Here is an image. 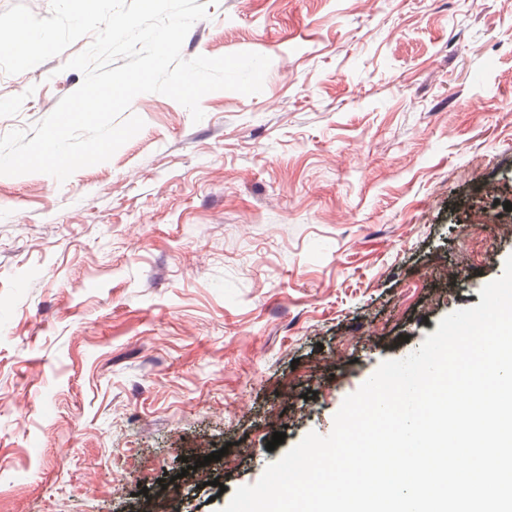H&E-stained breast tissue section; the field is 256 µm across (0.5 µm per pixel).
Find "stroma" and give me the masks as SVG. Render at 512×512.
<instances>
[{
	"label": "stroma",
	"instance_id": "1",
	"mask_svg": "<svg viewBox=\"0 0 512 512\" xmlns=\"http://www.w3.org/2000/svg\"><path fill=\"white\" fill-rule=\"evenodd\" d=\"M90 42L0 73V136ZM244 51L260 93L141 94L109 161L0 176V512H222L502 274L512 0H218L182 56Z\"/></svg>",
	"mask_w": 512,
	"mask_h": 512
}]
</instances>
